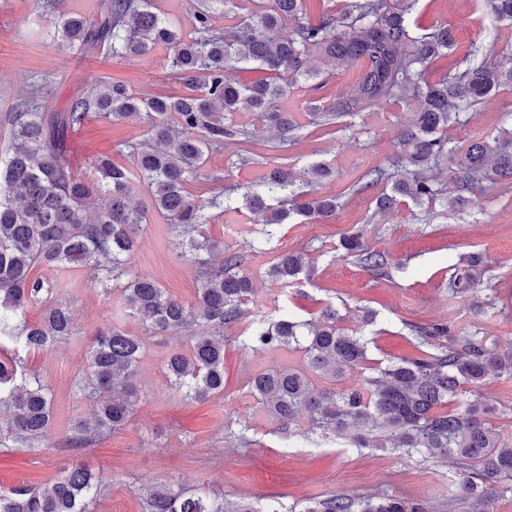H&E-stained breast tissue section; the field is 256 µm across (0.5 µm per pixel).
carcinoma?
Masks as SVG:
<instances>
[{"label": "carcinoma", "mask_w": 512, "mask_h": 512, "mask_svg": "<svg viewBox=\"0 0 512 512\" xmlns=\"http://www.w3.org/2000/svg\"><path fill=\"white\" fill-rule=\"evenodd\" d=\"M311 0H224L234 22L212 23L214 0H198L191 33L165 16L155 0H97L88 14L66 11L65 0H43L55 14L49 36L68 55L81 59L101 54L126 59L169 50L167 69L183 86L175 95L141 96L121 81L94 78L67 108L49 109L37 97L19 102L11 114L10 145L0 157V346L12 343L41 350L75 335L71 309L61 294L62 280L33 274L38 268L80 264L94 270V284L121 291L126 312L151 336H182L166 355L171 390L191 400L224 394V327L247 316L252 278L243 256L224 254V242L207 236L214 215L247 210L266 226L265 237L250 248L267 253L283 224H309L336 214L337 198L318 196L314 187L332 177L327 162H312L296 174L288 164L269 168L255 187L242 193L194 196L187 185L201 177L208 157L228 143L239 145L236 164L257 163L252 133L236 115L248 112L265 123L270 148L288 144L307 150L308 135L295 115L282 107L290 86L317 78L324 70L356 68L352 92L338 94L321 110L308 113L328 134L336 124L354 120L389 103L414 101L412 119L396 134L392 160L367 170L350 189L363 193L387 187L376 198L375 214L387 216L408 200L433 216L461 210L470 194L490 185L512 189V127L497 134L453 145L448 125L512 83V70L488 62L493 44H471V63L427 78L437 60L455 47L446 27L419 33L413 15L419 0H347L340 9L322 8L310 16ZM488 14L512 29V0H483ZM289 34H281L283 27ZM237 64H255L267 77L240 85L226 72ZM139 117L145 138L126 142L149 194V210L132 208L131 173L102 156L92 161L90 180L66 160L70 134L92 118L118 122ZM451 165L452 187L434 171ZM163 215L174 229L177 248L196 265L198 288L189 305L153 280L140 276L130 259L148 211ZM338 250L355 259L376 279L391 280L387 255L371 248L362 230L343 236ZM313 273L302 253H280L268 278L287 287ZM486 274L482 254L462 260L448 289L466 296L481 287ZM42 307L41 320L29 322L28 306ZM336 309L324 308L314 322L257 317L246 326L243 346L250 349L295 348L304 352L298 368L270 366L251 379V392L288 436L316 443L328 435L354 448L439 455L458 469L455 501L474 499L486 512L511 492L501 485L512 478V448L501 443L491 417L496 408L478 393L490 378L512 377V351L496 353L479 331L457 330L445 323L409 326L418 355L396 358L372 368L360 386L336 390L353 369H367L368 342L339 326ZM140 335L110 325L96 332L88 350V371L74 384L90 417L76 421L58 441L72 450L92 445L123 429L137 404L134 378L144 353ZM329 385L320 388L316 380ZM471 398L461 410L450 399L464 387ZM1 448H37L51 428L53 399L48 384L28 375L17 358H0ZM305 417L310 426L293 427ZM102 480L81 464L66 468L55 482L0 487V512H93ZM146 512H261L249 501L186 491L180 487L145 488ZM288 512H427L419 501L382 495L372 498L335 493Z\"/></svg>", "instance_id": "carcinoma-1"}]
</instances>
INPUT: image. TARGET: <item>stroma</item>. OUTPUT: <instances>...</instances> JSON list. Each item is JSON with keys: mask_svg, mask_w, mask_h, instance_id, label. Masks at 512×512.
Returning a JSON list of instances; mask_svg holds the SVG:
<instances>
[{"mask_svg": "<svg viewBox=\"0 0 512 512\" xmlns=\"http://www.w3.org/2000/svg\"><path fill=\"white\" fill-rule=\"evenodd\" d=\"M417 20L426 29L449 28L456 50L452 63L466 66L471 43H494L495 63L512 66V31L503 29L484 10L482 0H420ZM50 18L36 0H0V154L9 146L8 116L16 102L36 96L55 110L85 90L91 78L119 80L145 95L177 94L183 87L166 69L168 51L160 47L142 57L125 60L97 56L80 61L68 57L48 35ZM353 72L331 75L325 86L311 90L307 82L295 85L284 102L299 123H307L310 100L330 102L336 94L350 92ZM512 112V86L500 89L471 113L465 125L450 127L451 141L463 143L497 133L504 113ZM411 109L401 103L362 113L353 129L315 142L313 153L282 154L265 147V129L251 124L263 162L255 167H233L234 146L211 153L200 178L189 187L192 194L210 195L229 185L247 186L257 181L266 164L287 159L299 170L312 161H326L336 169V179L321 186V193L339 198L334 217L311 224H285L273 243V253L250 252L248 242L262 227L250 215L226 214L206 226V234L222 241L225 251L245 258L253 274L254 293L249 309L265 316L289 315L298 320L317 318L326 306L337 309L342 328L363 332L369 340L368 357L385 362L414 355L409 325L448 322L490 336L495 351L512 350V194L496 197L477 194L457 218L427 224L416 219L417 209L403 207L390 221L375 216L374 195L356 194L349 186L369 168L385 163L396 151L398 127ZM146 127L140 120L108 123L91 119L73 132L67 159L73 170L93 176L91 161L101 154L114 163L133 168L123 150L127 141L142 139ZM362 229L367 243L385 252L392 278H374L353 259L340 257L336 247L342 236ZM173 231L158 214L139 234V247L131 258L133 268L184 303H192L198 287L196 270L173 247ZM308 251L316 271L311 280L290 287L272 284L265 269L274 252ZM482 253L490 264L483 288L475 298L491 299L493 316L475 319L469 305L475 298L451 296L448 279L471 252ZM76 328L70 340L49 349L14 352L0 349V356L18 354L32 373L49 384L53 394L50 434L35 449H0V486L26 483L43 486L58 479L65 466L85 465L102 476L106 489L94 512H144L143 489L149 484L170 483L209 497L228 501L248 499L266 512L346 492L359 496L386 493L414 498L429 512H482L477 503H449L454 470L448 461L409 457L398 452L351 448L322 440L319 444L288 437L250 392L252 376L269 365L298 366L299 351L254 352L236 341L239 326L224 330L223 395L187 401L166 387L164 360L174 341L151 336L134 383L140 400L125 428L102 442L71 451L58 441L73 421L87 418L88 405L76 398L73 383L87 368V352L94 332L116 324L131 332L141 325L127 316L119 292L91 287L92 271L74 267L64 272ZM376 321L362 322L365 310ZM480 394L499 413L493 423L501 441L512 446V378L488 381ZM246 422L244 441L229 437L230 419Z\"/></svg>", "mask_w": 512, "mask_h": 512, "instance_id": "35a3bbf8", "label": "stroma"}]
</instances>
